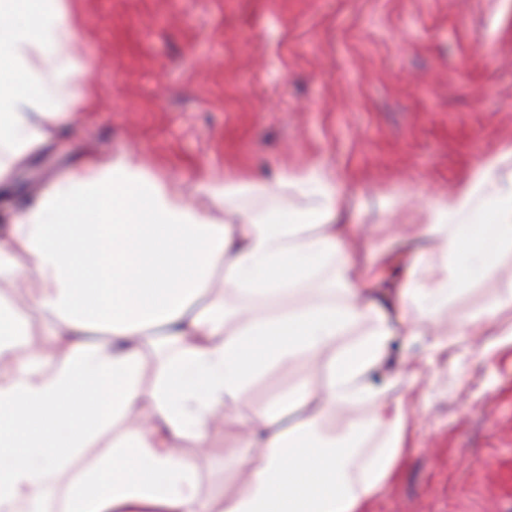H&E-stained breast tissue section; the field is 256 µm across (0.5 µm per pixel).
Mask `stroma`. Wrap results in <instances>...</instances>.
Segmentation results:
<instances>
[{
  "instance_id": "obj_1",
  "label": "stroma",
  "mask_w": 512,
  "mask_h": 512,
  "mask_svg": "<svg viewBox=\"0 0 512 512\" xmlns=\"http://www.w3.org/2000/svg\"><path fill=\"white\" fill-rule=\"evenodd\" d=\"M75 86L96 94L64 132L0 185V219L89 159L132 155L187 198L202 175L270 178L317 164L336 174L369 275L392 293L417 268L395 238L428 196L512 149V0H78ZM512 286V253L471 277L454 313ZM270 367L245 399L261 408L304 378ZM373 387L412 408L407 461L366 512H512V337L451 324L395 337ZM183 448L202 495L233 480L236 440Z\"/></svg>"
}]
</instances>
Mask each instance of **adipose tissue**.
<instances>
[{
    "label": "adipose tissue",
    "mask_w": 512,
    "mask_h": 512,
    "mask_svg": "<svg viewBox=\"0 0 512 512\" xmlns=\"http://www.w3.org/2000/svg\"><path fill=\"white\" fill-rule=\"evenodd\" d=\"M69 0H0V182L86 99L71 94ZM490 157L415 218L433 247L399 290L396 322L371 297L336 176L310 164L271 181H200L189 201L135 156L63 173L0 224V512H365L407 456L402 399L371 391L390 336L429 328L469 278L512 252V175ZM328 353L261 410L244 395L269 367ZM345 420L342 447L322 424ZM235 431L240 476L202 498L183 453ZM386 435L364 456L366 430ZM112 440L90 465L84 448Z\"/></svg>",
    "instance_id": "ef3b65f1"
}]
</instances>
